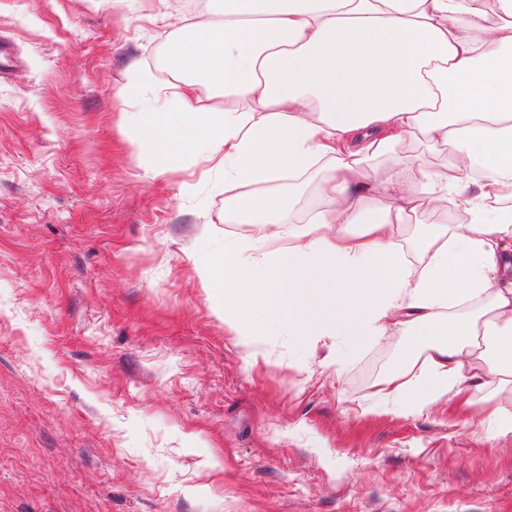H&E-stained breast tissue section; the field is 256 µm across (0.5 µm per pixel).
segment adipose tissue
Returning a JSON list of instances; mask_svg holds the SVG:
<instances>
[{"label":"adipose tissue","mask_w":512,"mask_h":512,"mask_svg":"<svg viewBox=\"0 0 512 512\" xmlns=\"http://www.w3.org/2000/svg\"><path fill=\"white\" fill-rule=\"evenodd\" d=\"M187 29L168 57L181 83L155 92L167 111L131 113L128 140L156 176L187 152L216 161L225 223L260 225L201 271L225 325L260 337L271 317L355 348L405 331L422 365L379 381L378 404L419 414L484 385L480 417L512 435V0H224ZM214 85L220 109L200 95ZM414 137L450 148L447 168L366 183L367 160ZM318 173L322 205L290 219L273 183ZM447 199L466 223L407 239Z\"/></svg>","instance_id":"adipose-tissue-1"}]
</instances>
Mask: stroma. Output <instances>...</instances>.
Segmentation results:
<instances>
[{"label":"stroma","instance_id":"obj_1","mask_svg":"<svg viewBox=\"0 0 512 512\" xmlns=\"http://www.w3.org/2000/svg\"><path fill=\"white\" fill-rule=\"evenodd\" d=\"M177 0H0V512H512V437L450 401L374 408L404 331L351 351L246 341L198 269L221 261L224 174L151 177L114 96L158 82ZM449 161L397 144L368 160ZM152 79V76L146 70L134 65L130 68L128 79L126 84L117 89L116 97L122 102L123 105H129L128 93L132 89H137L140 91V88L145 87L146 83Z\"/></svg>","mask_w":512,"mask_h":512}]
</instances>
